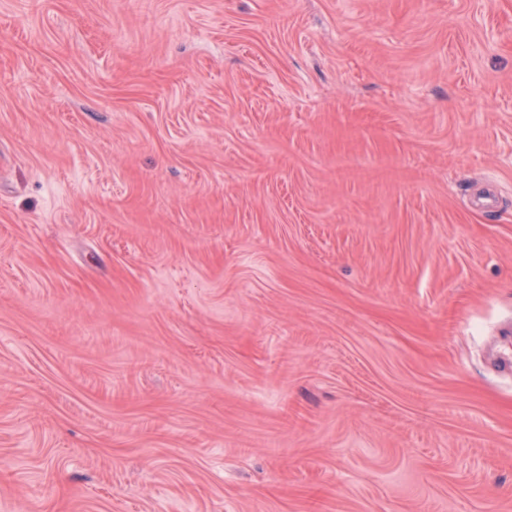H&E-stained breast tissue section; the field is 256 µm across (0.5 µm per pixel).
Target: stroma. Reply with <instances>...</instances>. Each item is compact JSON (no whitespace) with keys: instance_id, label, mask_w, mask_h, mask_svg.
Wrapping results in <instances>:
<instances>
[{"instance_id":"stroma-1","label":"stroma","mask_w":512,"mask_h":512,"mask_svg":"<svg viewBox=\"0 0 512 512\" xmlns=\"http://www.w3.org/2000/svg\"><path fill=\"white\" fill-rule=\"evenodd\" d=\"M512 0H0V512H512Z\"/></svg>"}]
</instances>
